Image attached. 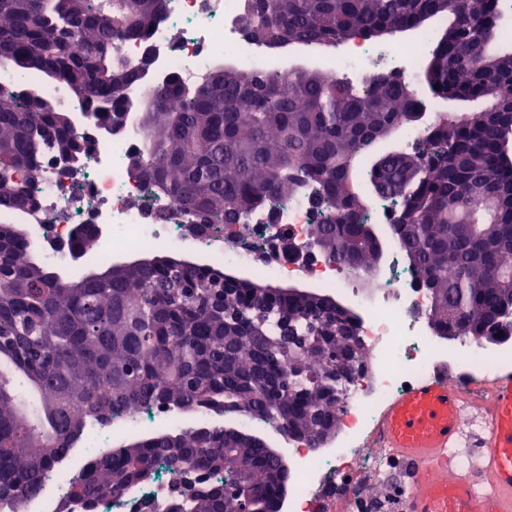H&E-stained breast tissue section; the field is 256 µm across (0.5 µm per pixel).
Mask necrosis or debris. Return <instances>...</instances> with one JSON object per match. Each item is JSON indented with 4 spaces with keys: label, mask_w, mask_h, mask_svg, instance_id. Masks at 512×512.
<instances>
[{
    "label": "necrosis or debris",
    "mask_w": 512,
    "mask_h": 512,
    "mask_svg": "<svg viewBox=\"0 0 512 512\" xmlns=\"http://www.w3.org/2000/svg\"><path fill=\"white\" fill-rule=\"evenodd\" d=\"M246 0H170L165 19L147 41L122 42V55L152 53L153 81H191L211 65L230 60L249 69L286 70L283 58L245 37ZM430 42L414 35L409 42L383 48L366 39L347 44L336 59L337 76L375 74L380 68L414 78ZM78 133L95 137L98 146L79 166L56 154L44 158L46 181L33 189V209L23 212L32 239L48 255L62 256L72 229L83 225L99 252L115 258L143 249L192 250L208 263L242 265L255 276L273 279L303 277L325 290L348 295L358 310L357 334L365 372L345 384L334 412L332 447L309 448L305 440L288 441V466L293 474L290 512H402L411 494L401 462L381 448L376 435L384 408L410 385L447 375L465 393L486 374L512 372V338L488 345L466 336L445 344L427 318L428 295L417 288L415 275L396 241H389L382 270L367 275L351 272L309 249L315 221L313 190L263 206L249 217L246 236H231L209 224L191 223L187 214L157 193L129 165L142 150L141 139L128 130L107 134L84 113L82 100L70 96ZM296 250L273 254L281 238ZM369 283L371 297L360 294Z\"/></svg>",
    "instance_id": "necrosis-or-debris-1"
}]
</instances>
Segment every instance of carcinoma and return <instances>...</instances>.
<instances>
[{
  "label": "carcinoma",
  "mask_w": 512,
  "mask_h": 512,
  "mask_svg": "<svg viewBox=\"0 0 512 512\" xmlns=\"http://www.w3.org/2000/svg\"><path fill=\"white\" fill-rule=\"evenodd\" d=\"M168 6L131 0L133 21L115 24L104 0H0V213L33 205L46 152L76 166L95 145L77 135L61 101L12 78L38 73L79 93L109 134L137 111L144 150L132 167L198 224L245 233L250 211L311 184L319 208L311 239L352 269L372 268L387 246L367 238L354 162L368 155L367 186L401 204L403 220L388 235L430 296V322L445 336L456 325L461 336L504 337L512 328V112L493 105L512 99V38L499 39L502 0H483L486 24L474 22L465 0H248L246 33L267 46L426 35L425 102L383 73L355 84L320 71L263 76L225 65L198 85L154 84L142 107L131 90L147 60L118 59L115 41L147 38ZM444 101L487 106L428 128L413 146L416 165L403 150L373 151L389 134L418 130V107ZM223 277L153 256L65 280L27 234L0 221V369L13 376L0 375V499L38 496L53 472L66 502L85 512L163 465L172 474L166 495L138 512H274L277 464L238 419L309 441L317 422L336 424L334 344L321 355L300 341L336 322V311L253 280L214 287ZM76 403L85 416L70 413ZM157 407L190 416L192 428L167 426L109 454L90 438L88 466L54 472L89 421ZM215 411L236 422L211 425ZM228 447L247 470L224 471Z\"/></svg>",
  "instance_id": "1"
}]
</instances>
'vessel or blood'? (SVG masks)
I'll return each instance as SVG.
<instances>
[{"instance_id": "vessel-or-blood-1", "label": "vessel or blood", "mask_w": 512, "mask_h": 512, "mask_svg": "<svg viewBox=\"0 0 512 512\" xmlns=\"http://www.w3.org/2000/svg\"><path fill=\"white\" fill-rule=\"evenodd\" d=\"M486 451L477 489L468 477L444 475V455L459 439L463 395L447 378L419 385L393 401L379 421V441L411 466L416 491L405 512H512V374L487 378Z\"/></svg>"}]
</instances>
